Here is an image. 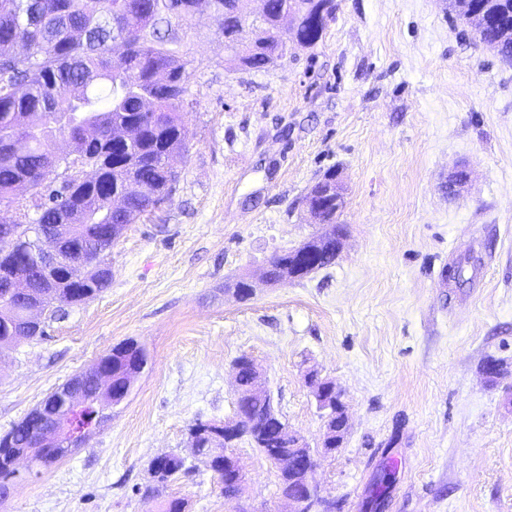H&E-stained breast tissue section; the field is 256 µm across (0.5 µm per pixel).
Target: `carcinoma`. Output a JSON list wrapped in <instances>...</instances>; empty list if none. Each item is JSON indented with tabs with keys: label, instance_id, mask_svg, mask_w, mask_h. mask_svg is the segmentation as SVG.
Segmentation results:
<instances>
[{
	"label": "carcinoma",
	"instance_id": "1",
	"mask_svg": "<svg viewBox=\"0 0 512 512\" xmlns=\"http://www.w3.org/2000/svg\"><path fill=\"white\" fill-rule=\"evenodd\" d=\"M232 48L230 58L245 70L260 71L284 56L279 27L281 13L290 9L297 17L296 39L308 48L316 46L325 29L314 23L320 5L329 14L335 0H266L264 27L254 33V42L236 38L238 22L249 0H209ZM200 0H38V16L24 23L29 0H0V206L10 212L15 191L30 185L39 192L41 211L33 220L44 224L50 234L58 225L78 253L62 252L67 260L82 259V280H60L49 284L41 271L27 264L18 267L16 253L0 244V350L46 335V329L28 316L31 301L49 305L61 300L80 305L109 285L110 269L102 268V255L123 234L128 225L152 213L169 199L177 173L173 162L186 151L187 131L184 108L187 60L181 40L169 36L173 26L185 30L191 25ZM448 9L467 27H480L487 20L481 41L506 62H512V0H448ZM29 46L26 66L14 64L15 41ZM22 82L26 91H14ZM91 114L98 129L99 143L85 140L76 117ZM40 129L23 154L8 144L16 133ZM69 142V151L82 163L99 168L100 181L108 184L102 194L91 181L73 182L66 195L56 194L45 184V173L53 168L51 142ZM336 171H327L309 189L307 196L321 208L322 231L299 246L310 265L299 264L297 251L275 255L269 262L271 282L300 279L330 266L337 257L336 241L345 235L336 223ZM112 225V238L102 236V225ZM25 273L27 295L10 293L17 272ZM112 376L121 388L130 374L148 363L146 349L134 340L120 343L106 354ZM237 387L244 395L247 438L264 458L289 447L285 432L266 430L274 408L271 396L257 392L258 376L247 365L237 372ZM91 400L79 407L69 403L66 393L54 391L43 403L58 407L62 427L84 436L97 429L103 402L94 399V374L86 375ZM33 414L0 439V498L9 481L13 456L31 452L48 467L57 461L48 448L38 447V434L30 432ZM221 444H199L197 460L216 474L224 498L232 496L239 475L225 463ZM162 466L160 482L177 475V458H157Z\"/></svg>",
	"mask_w": 512,
	"mask_h": 512
}]
</instances>
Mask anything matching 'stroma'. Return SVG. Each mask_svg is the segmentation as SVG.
I'll list each match as a JSON object with an SVG mask.
<instances>
[{
	"mask_svg": "<svg viewBox=\"0 0 512 512\" xmlns=\"http://www.w3.org/2000/svg\"><path fill=\"white\" fill-rule=\"evenodd\" d=\"M182 45L173 195L106 251L101 294L0 354V434L117 344H144L149 362L0 512H161L171 497L185 512H286L276 470L245 442L237 501L202 466L141 494L156 457L190 456L192 424L233 418L244 354L311 447L324 420L306 374L343 391L346 440L313 474L340 512H364L387 466L382 512H512V64L461 36L448 0H336L322 41L265 71L226 62L206 10ZM461 169L468 181L449 187ZM330 170L345 196L335 262L266 282L273 255L318 232L303 199ZM242 277L247 300L231 291Z\"/></svg>",
	"mask_w": 512,
	"mask_h": 512,
	"instance_id": "stroma-1",
	"label": "stroma"
}]
</instances>
